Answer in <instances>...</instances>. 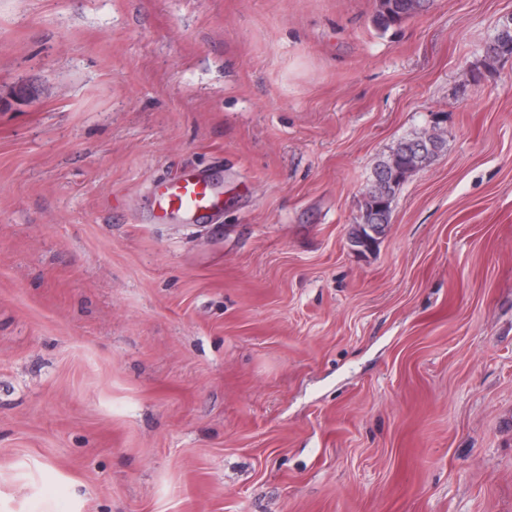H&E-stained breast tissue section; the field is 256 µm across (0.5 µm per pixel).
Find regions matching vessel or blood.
<instances>
[{
    "label": "vessel or blood",
    "mask_w": 512,
    "mask_h": 512,
    "mask_svg": "<svg viewBox=\"0 0 512 512\" xmlns=\"http://www.w3.org/2000/svg\"><path fill=\"white\" fill-rule=\"evenodd\" d=\"M151 196L153 208L161 218L176 213L202 221L221 204L219 186L211 174L193 169L176 178L156 182Z\"/></svg>",
    "instance_id": "vessel-or-blood-1"
}]
</instances>
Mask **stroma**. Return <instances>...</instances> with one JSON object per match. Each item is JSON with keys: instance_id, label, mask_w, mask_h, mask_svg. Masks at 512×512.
Returning a JSON list of instances; mask_svg holds the SVG:
<instances>
[{"instance_id": "35a3bbf8", "label": "stroma", "mask_w": 512, "mask_h": 512, "mask_svg": "<svg viewBox=\"0 0 512 512\" xmlns=\"http://www.w3.org/2000/svg\"><path fill=\"white\" fill-rule=\"evenodd\" d=\"M376 9L0 0V512H512V0ZM430 2L429 0H378L377 13L374 19L376 26L386 32L420 14ZM443 147L444 139L430 134L405 138L376 165L361 214L351 232L352 247L364 253L370 246L377 245L378 236L390 223L396 190L409 174L428 164ZM151 196L159 218L176 213L193 221H202L221 204V192L211 174L193 169L174 179L156 182Z\"/></svg>"}]
</instances>
